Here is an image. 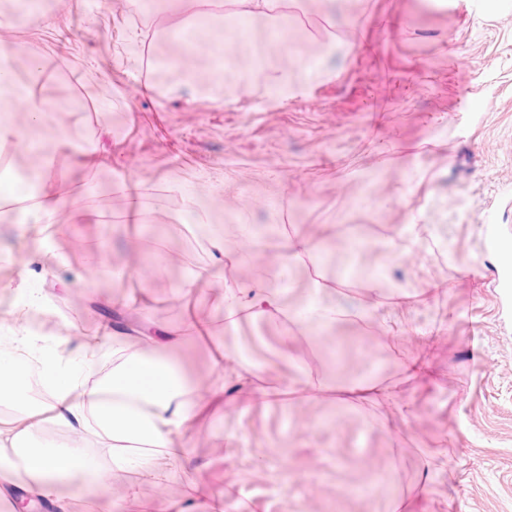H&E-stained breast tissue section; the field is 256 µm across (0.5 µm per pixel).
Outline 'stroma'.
I'll use <instances>...</instances> for the list:
<instances>
[{
	"label": "stroma",
	"mask_w": 512,
	"mask_h": 512,
	"mask_svg": "<svg viewBox=\"0 0 512 512\" xmlns=\"http://www.w3.org/2000/svg\"><path fill=\"white\" fill-rule=\"evenodd\" d=\"M460 2L468 21L453 12ZM37 10L57 27L7 21L0 34L22 48L8 61L15 84L36 85L54 114L44 128L14 120L55 155V181L77 202L56 216L59 263L0 221V318L20 309L23 274L62 309L44 331L58 342L114 320L179 327L191 306L227 351L249 353L287 390L271 403L230 391L223 413L192 423L205 469L171 468L160 485L125 474L108 497L73 496L71 512H108L131 491V512L186 495L195 512L219 501L227 512H392L398 499L407 512H512V305L495 286L500 255L481 245L486 215L512 225V0H295L278 25L250 23L246 50L227 29L220 107L181 84L183 66L203 85L216 67L170 34L191 0H141L133 17L105 0H38ZM133 23L152 64L126 45ZM274 71L291 78L288 95L269 89ZM101 100L108 111H94ZM90 127L106 162L84 169L59 147L80 145ZM126 176L150 189L132 228L117 188ZM186 184L228 236L248 224L319 244L288 271L287 313L229 328L207 289L173 296L188 269L212 262L206 240L183 229ZM409 225L416 243L395 259ZM159 239L177 240L179 256L154 251ZM76 240L86 251L72 259ZM96 249L105 266L87 285ZM143 265L156 276L133 277ZM318 283L342 312L335 326L295 317ZM212 355L192 338L175 351L200 386L220 378ZM413 359L426 371L404 378ZM301 364L330 393L296 390ZM373 371L389 397L335 400L334 388Z\"/></svg>",
	"instance_id": "obj_1"
}]
</instances>
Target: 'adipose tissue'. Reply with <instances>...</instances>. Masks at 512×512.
Wrapping results in <instances>:
<instances>
[{"instance_id":"obj_1","label":"adipose tissue","mask_w":512,"mask_h":512,"mask_svg":"<svg viewBox=\"0 0 512 512\" xmlns=\"http://www.w3.org/2000/svg\"><path fill=\"white\" fill-rule=\"evenodd\" d=\"M225 22L263 18L276 21L282 17L288 0H227ZM28 113L32 124L45 125L50 108L39 97L36 87L0 96V150L38 151V143L21 136L13 127L12 115ZM53 165L43 159L35 172L39 185L34 205L17 208L13 193L0 194V217L13 218L25 226L27 233L44 234L64 203L53 189L48 175ZM197 228L207 237L216 264L240 262L251 249L262 247L276 251L281 268L314 250L303 237H282L261 241L249 229H242L235 238L224 236L221 226L206 223L197 217ZM287 280L273 287L252 291L249 300H241L233 289L221 288L214 295L217 307L232 314L248 310L278 313L284 308ZM112 344V375L105 383H89L76 357L62 358L49 349H41V368L54 404L49 422L71 429L74 440L62 446L28 444L19 451L15 461H0V485L21 486L33 499L54 498L57 512H68V496L63 486L71 484L81 473L88 479L84 490L101 495L108 489L110 476L137 471L161 481L167 478L170 466L203 468L204 463L191 452L186 438L189 425L205 415L223 411V384L200 387L189 383L170 360L172 351L183 337L179 332H159L143 325L124 335L105 332ZM37 336L26 331L24 336L0 342V398L22 395L26 366L17 360L18 345H35ZM96 422L112 448L111 466L97 465L82 448L89 435V422Z\"/></svg>"}]
</instances>
